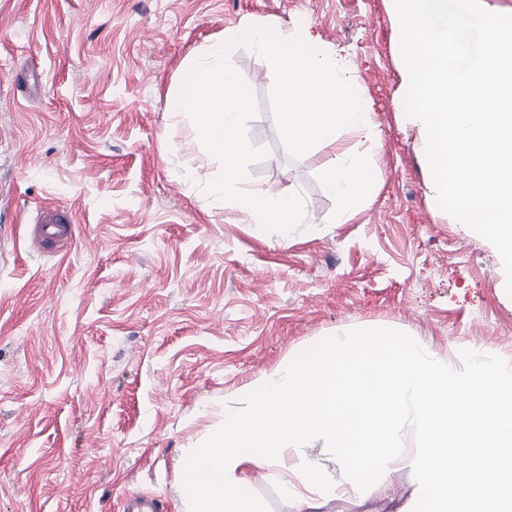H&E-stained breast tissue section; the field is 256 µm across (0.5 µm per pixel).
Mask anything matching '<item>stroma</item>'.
<instances>
[{
  "label": "stroma",
  "mask_w": 512,
  "mask_h": 512,
  "mask_svg": "<svg viewBox=\"0 0 512 512\" xmlns=\"http://www.w3.org/2000/svg\"><path fill=\"white\" fill-rule=\"evenodd\" d=\"M247 21L344 50L379 131L291 159L270 65L234 49L269 150L248 179L305 196L288 233L204 193L219 164L170 110ZM408 89L388 0H0V512H122L132 493L175 512L225 407L329 336L390 328L457 369L464 349L512 363L504 266L429 194ZM356 155L378 178L340 224L323 172ZM57 204L65 246L36 233ZM414 490L401 472L321 512H401Z\"/></svg>",
  "instance_id": "1"
}]
</instances>
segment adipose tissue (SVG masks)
<instances>
[{
  "mask_svg": "<svg viewBox=\"0 0 512 512\" xmlns=\"http://www.w3.org/2000/svg\"><path fill=\"white\" fill-rule=\"evenodd\" d=\"M376 179V168L364 157L341 162L325 171V189L339 202V221H346L353 210L368 198Z\"/></svg>",
  "mask_w": 512,
  "mask_h": 512,
  "instance_id": "adipose-tissue-1",
  "label": "adipose tissue"
}]
</instances>
